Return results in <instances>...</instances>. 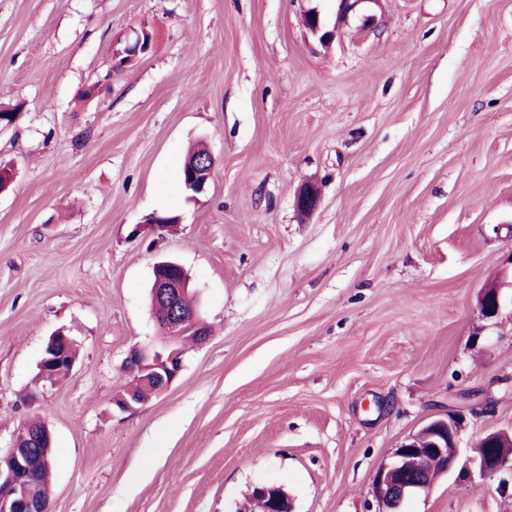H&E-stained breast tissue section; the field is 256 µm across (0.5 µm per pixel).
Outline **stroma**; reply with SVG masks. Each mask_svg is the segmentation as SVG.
Here are the masks:
<instances>
[{
  "label": "stroma",
  "instance_id": "1",
  "mask_svg": "<svg viewBox=\"0 0 512 512\" xmlns=\"http://www.w3.org/2000/svg\"><path fill=\"white\" fill-rule=\"evenodd\" d=\"M314 6L334 19L336 0H0V106L21 108L0 128V457L48 423L51 512H240L263 484L293 512H375L377 466L460 394L494 400L461 451L512 429V308L475 301L491 277L512 298V0H367L328 48ZM153 212L179 222L133 236ZM160 256L210 334L123 412L128 353L164 340ZM60 328L79 356L43 387ZM403 512H512V483L452 473ZM340 23L336 22V26H334L332 29H327L318 10L312 9L310 11H306L303 14L304 26L314 36H317L319 42L324 46L330 45L333 43L337 36H340ZM203 148L204 146H201L191 151L181 167V184L183 188L190 193H193V191L188 190L186 187V170L190 166L191 162L195 159V157L203 151ZM214 163L215 160L210 151L206 150L204 153L198 156L190 166V170L187 175L188 186L195 187L198 193L205 192L212 177Z\"/></svg>",
  "mask_w": 512,
  "mask_h": 512
}]
</instances>
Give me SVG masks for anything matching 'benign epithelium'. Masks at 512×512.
<instances>
[{"mask_svg":"<svg viewBox=\"0 0 512 512\" xmlns=\"http://www.w3.org/2000/svg\"><path fill=\"white\" fill-rule=\"evenodd\" d=\"M303 24L324 46L333 43L341 34L338 25L327 28L316 9L303 14ZM145 35L147 31L143 29L136 33V41L128 40L123 48L112 50L115 65L137 56ZM214 163L209 151L198 156L190 166L188 185L200 193L206 191ZM318 202L316 188L310 187L298 195L296 208L303 214H310ZM181 271V265L172 260H160L154 264L152 296L169 309L168 316L160 321L166 334V344L159 350L135 348L126 358V364L138 369L144 375V381L153 384L158 393L170 388L182 370V342L193 338L203 343L207 339L199 310H186L181 305L182 297L189 292V279L181 275ZM477 303L482 318L492 319L499 315L501 300L496 282L488 281L480 288ZM50 342L52 345L46 349L39 366L43 381L54 385L57 383L55 365L67 356V347L72 340L60 332L58 338H52ZM114 403L122 411L143 405L130 389L118 394ZM462 425V413L450 409L429 421L396 448L389 460L376 468L371 495L377 504V512H400L409 497L427 492L434 484L427 473L428 465L434 460L439 463L441 476L457 471L470 480L475 471L482 479L492 480L505 472L512 473V430H496L480 436L465 465L457 468ZM32 441L42 448L38 457H32L25 448L14 446L0 459V512H50L49 503L34 497L30 479L35 468L50 466L53 438L49 427L34 431ZM450 448L453 449L451 454L448 453ZM253 495L262 503L263 512H292L288 496L279 486H258L254 488Z\"/></svg>","mask_w":512,"mask_h":512,"instance_id":"7a95c632","label":"benign epithelium"}]
</instances>
